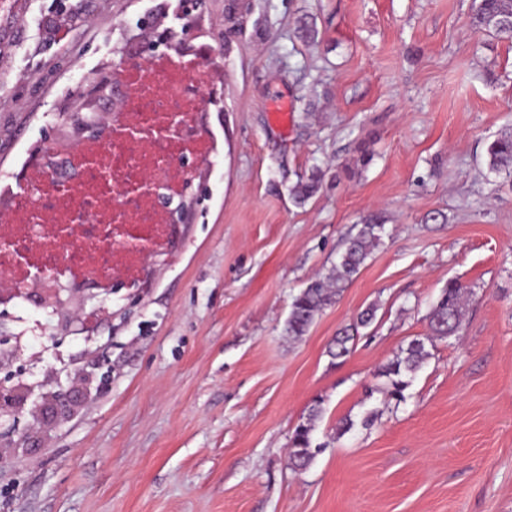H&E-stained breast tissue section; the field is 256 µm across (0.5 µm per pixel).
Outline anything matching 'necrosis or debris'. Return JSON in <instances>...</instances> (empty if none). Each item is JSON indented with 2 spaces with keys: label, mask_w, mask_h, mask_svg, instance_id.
<instances>
[{
  "label": "necrosis or debris",
  "mask_w": 512,
  "mask_h": 512,
  "mask_svg": "<svg viewBox=\"0 0 512 512\" xmlns=\"http://www.w3.org/2000/svg\"><path fill=\"white\" fill-rule=\"evenodd\" d=\"M208 85L200 66L174 55L153 57L149 67L123 72V109L111 118L120 135L85 140L74 132L57 140V175L33 164L30 186L7 205L0 225V282L30 291L37 270L60 283H85L106 291L114 277L139 279L148 257L166 245L170 226L156 198L178 189L181 159L209 154L201 137H186Z\"/></svg>",
  "instance_id": "obj_1"
}]
</instances>
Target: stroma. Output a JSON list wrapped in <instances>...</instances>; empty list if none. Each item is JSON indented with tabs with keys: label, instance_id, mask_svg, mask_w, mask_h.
Masks as SVG:
<instances>
[{
	"label": "stroma",
	"instance_id": "stroma-1",
	"mask_svg": "<svg viewBox=\"0 0 512 512\" xmlns=\"http://www.w3.org/2000/svg\"><path fill=\"white\" fill-rule=\"evenodd\" d=\"M475 5L0 0V193L24 187L90 79L143 62L146 43L197 56L217 92L197 116L209 156L191 212L148 287L83 286L60 310L0 300V512H512V182L485 167L487 140L512 130V44L473 27ZM370 212L380 246L289 338L293 297ZM452 278L473 291L458 336L385 404L379 369L428 335ZM60 390L76 400L55 419ZM317 401L321 450L297 471L289 446Z\"/></svg>",
	"mask_w": 512,
	"mask_h": 512
}]
</instances>
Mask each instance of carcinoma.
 Returning <instances> with one entry per match:
<instances>
[{"label": "carcinoma", "instance_id": "cac0c4a2", "mask_svg": "<svg viewBox=\"0 0 512 512\" xmlns=\"http://www.w3.org/2000/svg\"><path fill=\"white\" fill-rule=\"evenodd\" d=\"M476 26L498 39L512 43V0H479L473 17ZM485 164L488 173L504 179L512 178V132L503 131L486 146ZM320 177L311 176L306 182L295 185L291 193L299 203L311 198L319 188ZM386 228L384 218L370 214L357 225L356 233L350 235L344 247L337 253L336 262L327 270L312 279L291 303L286 330L288 336L298 339L304 336L312 325L316 314L336 303L347 286L356 278L373 250L378 247ZM470 287L456 278L448 284L430 307L426 319L431 335L448 338L459 333L463 306ZM352 337L344 334L333 340L328 354L334 360L344 358L351 352L348 343ZM430 356L425 341L413 339L379 369V376L385 379V392L395 404L405 400V390L411 378L421 369ZM322 414L321 403L313 404L305 420L294 431L290 459L294 468H307L315 454L322 447L312 446V432Z\"/></svg>", "mask_w": 512, "mask_h": 512}]
</instances>
